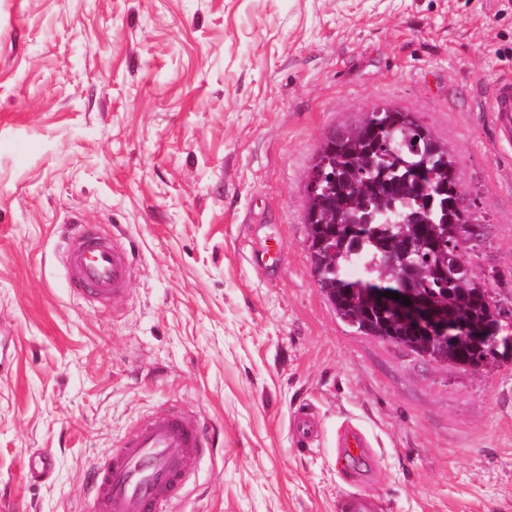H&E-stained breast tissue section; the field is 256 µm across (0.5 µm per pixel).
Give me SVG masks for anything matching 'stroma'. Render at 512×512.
I'll return each mask as SVG.
<instances>
[{"label":"stroma","instance_id":"stroma-1","mask_svg":"<svg viewBox=\"0 0 512 512\" xmlns=\"http://www.w3.org/2000/svg\"><path fill=\"white\" fill-rule=\"evenodd\" d=\"M512 0H0V512H84L141 418L213 433L171 512H512V359L462 371L353 333L304 223L327 136L387 103L446 142L512 304ZM129 243L117 304L70 295V212ZM320 424L301 445L291 419ZM375 452L336 467L346 424ZM49 450L52 475H25ZM495 126L507 140L512 138V79L499 80L491 103V111ZM342 512H381L382 503L376 497L360 492L343 496Z\"/></svg>","mask_w":512,"mask_h":512}]
</instances>
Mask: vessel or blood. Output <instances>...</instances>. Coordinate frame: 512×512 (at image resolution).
Here are the masks:
<instances>
[{"mask_svg": "<svg viewBox=\"0 0 512 512\" xmlns=\"http://www.w3.org/2000/svg\"><path fill=\"white\" fill-rule=\"evenodd\" d=\"M495 126L512 138V79L499 80L491 103ZM67 248L62 256L70 292L82 298L120 301L133 275L131 251L103 233L99 225L71 215L64 225ZM342 462L369 457L372 444L357 426L338 438ZM214 452L204 425L171 409L141 420L116 448L93 467L86 512H170L173 500L200 462ZM343 512H381L376 497L344 495Z\"/></svg>", "mask_w": 512, "mask_h": 512, "instance_id": "obj_1", "label": "vessel or blood"}]
</instances>
